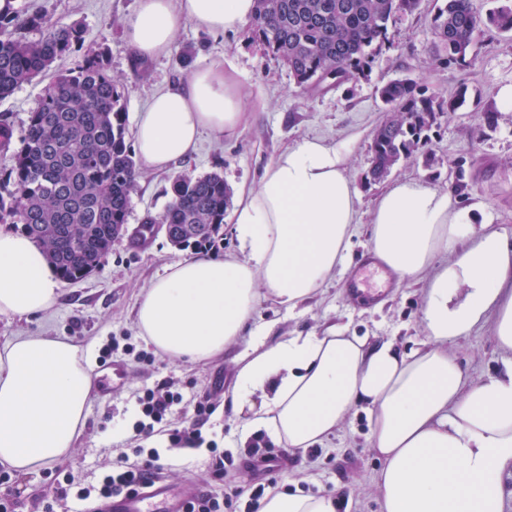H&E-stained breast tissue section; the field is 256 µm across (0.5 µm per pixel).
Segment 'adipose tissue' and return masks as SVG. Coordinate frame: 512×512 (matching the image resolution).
Listing matches in <instances>:
<instances>
[{
	"label": "adipose tissue",
	"instance_id": "ef3b65f1",
	"mask_svg": "<svg viewBox=\"0 0 512 512\" xmlns=\"http://www.w3.org/2000/svg\"><path fill=\"white\" fill-rule=\"evenodd\" d=\"M254 0H137L124 37L142 61L165 55L186 23L214 35L240 32ZM256 101L251 85L216 60L157 91L136 119L141 169L190 155L202 133L238 135ZM349 145L306 138L240 189L232 213L239 256L199 255L165 269L137 309L144 340L177 361L199 362L243 335L261 295L296 309L329 280L359 222L347 174ZM372 253L398 280L425 289L427 338L404 353L330 327L322 334L255 336L233 397L243 436L264 432L307 450L367 404L369 437L383 461L382 512H505L512 476V242L478 221L454 191L419 180L385 187L370 211ZM449 251L447 264L433 262ZM58 276L27 235L0 230V316H33L60 296ZM491 323L508 356L474 381L449 341ZM91 345L65 336L0 340V465L19 477L67 457L92 393ZM259 512H337L335 499L269 491Z\"/></svg>",
	"mask_w": 512,
	"mask_h": 512
}]
</instances>
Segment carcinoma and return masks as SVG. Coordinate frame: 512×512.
I'll return each mask as SVG.
<instances>
[{
  "label": "carcinoma",
  "mask_w": 512,
  "mask_h": 512,
  "mask_svg": "<svg viewBox=\"0 0 512 512\" xmlns=\"http://www.w3.org/2000/svg\"><path fill=\"white\" fill-rule=\"evenodd\" d=\"M421 0H256L249 30L283 62L304 92H326L365 74L378 51L392 45V29ZM43 17H24L14 0H0V100L79 52L84 29L48 24L38 41L19 36ZM434 59L448 67L475 51L487 30L512 32V4L480 16L472 0H436L431 18ZM109 70L104 48L88 51L57 71L29 112L25 135L9 149L10 125L0 122V223L11 224L46 250L58 277L71 283L92 273L127 223L137 170L127 139L124 95ZM390 116L376 130L367 178L384 180L404 158L426 155L427 132L437 116L456 110L426 94L410 78L377 89ZM164 212L145 217L131 241L147 240L153 224H171L179 247L213 242L232 190L218 173L179 175Z\"/></svg>",
  "instance_id": "cac0c4a2"
}]
</instances>
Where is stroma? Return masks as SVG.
Segmentation results:
<instances>
[{"label":"stroma","instance_id":"35a3bbf8","mask_svg":"<svg viewBox=\"0 0 512 512\" xmlns=\"http://www.w3.org/2000/svg\"><path fill=\"white\" fill-rule=\"evenodd\" d=\"M15 6L27 16L42 10L52 21L82 24L85 48L108 47L109 67L124 85L131 125L156 90L215 59L230 63L241 80L258 87L263 104L238 136L222 139L204 134L196 151L169 169L140 172L127 218L129 230H136L146 216L163 213L178 175L216 172L236 191L256 185L263 169L282 151L309 137L331 143L349 141L348 174L358 188L361 218L348 254L331 281L292 311L273 299L260 301L249 319L247 335L228 345L221 355L196 363L173 361L161 354L150 365L120 355L94 362L91 375L109 384L110 394L93 389L83 433L72 452L42 470L33 491L21 495L18 512H42L47 502H55V487L64 476H74L84 485L97 483L113 460L132 455L137 448L159 449L168 461L163 478L172 486L190 482L215 495L243 489L238 501L242 508L252 488L262 484L269 490L296 487L336 498L338 512H381L375 478L382 460L371 446L364 406L355 407L342 430L313 448L293 451L265 436L252 439L244 448L239 443L242 421L232 402L238 364L252 342L251 331L265 325L271 326L276 338L318 334L336 324L347 327L349 334L374 341L395 339L405 350L424 339L425 296L418 284H395L382 301L370 307L351 304L346 294L347 279L369 252L367 220L383 188L382 183L366 181L365 173L375 131L388 117L377 89L389 81L410 78L428 94L444 99L459 86L467 88L464 104L454 114L441 116L429 133L432 165L424 166L419 158L401 161L390 181L420 179L444 189L454 181L453 163L466 161L469 188L462 204L479 207L493 228L512 238V112L499 113L492 129L482 121L483 111L496 104L497 89L512 83V34H483L465 65H440L430 51L434 2L422 0L417 13L398 21L393 45L374 57L365 77L323 94L302 95L287 68L243 32L217 36L188 23L177 31L169 54L141 64L122 37L136 0H15ZM189 48L195 56L187 65L182 53ZM45 85V80H37L0 100V120L10 125L14 139L24 135L29 113ZM196 254L195 248L172 245L161 230L142 247L120 239L96 271L63 284L60 299L47 312L29 319L0 317V337L17 333L69 336L99 348L114 337L120 344H132L135 351L146 350L136 323L144 291L165 267ZM451 349L476 379L493 375L503 357L488 325L455 341ZM163 379L171 380L173 391L183 394L181 408L159 424L151 437L135 436L132 395ZM200 401L214 408L201 428L202 444L194 450L170 445L169 433L191 417ZM219 460L224 463L220 477L215 474ZM55 504L57 512H74L76 507L72 500Z\"/></svg>","mask_w":512,"mask_h":512}]
</instances>
